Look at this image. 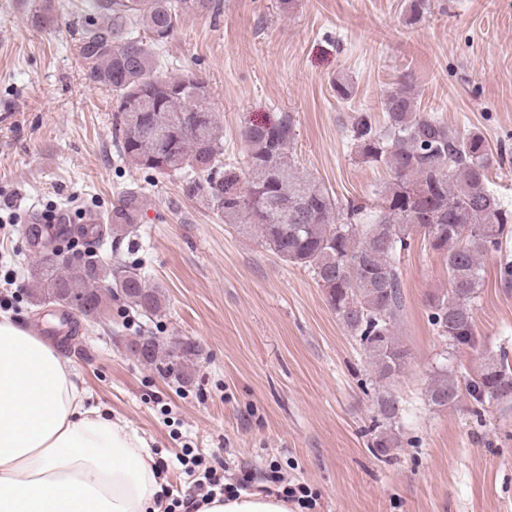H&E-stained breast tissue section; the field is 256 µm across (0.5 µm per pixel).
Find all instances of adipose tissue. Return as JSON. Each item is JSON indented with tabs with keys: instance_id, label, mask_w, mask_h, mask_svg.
Listing matches in <instances>:
<instances>
[{
	"instance_id": "1",
	"label": "adipose tissue",
	"mask_w": 512,
	"mask_h": 512,
	"mask_svg": "<svg viewBox=\"0 0 512 512\" xmlns=\"http://www.w3.org/2000/svg\"><path fill=\"white\" fill-rule=\"evenodd\" d=\"M148 445L39 336L0 315V512H155ZM196 512H292L263 490Z\"/></svg>"
}]
</instances>
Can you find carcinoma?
<instances>
[{"label":"carcinoma","mask_w":512,"mask_h":512,"mask_svg":"<svg viewBox=\"0 0 512 512\" xmlns=\"http://www.w3.org/2000/svg\"><path fill=\"white\" fill-rule=\"evenodd\" d=\"M94 13L77 29L76 51L86 82L112 92L119 154L157 175L179 174L187 198L226 224H245L282 261L309 270L343 327L359 344L379 379L399 376L407 352L396 334L403 307L401 254L423 231L429 249L443 256L445 288L429 295V318L453 350L478 345L473 299L482 286L483 257L503 252L512 236V209L490 188L489 144L479 131L461 136L417 105L406 74L382 102L384 124L364 113L351 140L364 162L381 164L390 179L376 188L372 206L344 203L319 180L299 170L292 152L294 118L280 114L270 129L244 126L243 166L224 163V128L209 108L208 82L194 72H161L157 49L171 40L190 13L219 9L217 0H93ZM51 0L34 8L37 26L53 19ZM131 189L112 206L103 236L126 233L139 213ZM31 301L89 306L90 319L120 298L146 316L158 313L164 295L147 284L141 262L109 260L95 249L50 256L40 250L29 268ZM141 360L177 358L186 366L191 342L180 354L155 336H141ZM468 395L481 410L512 401V366L485 356L479 373L459 383L442 367L425 388L427 403L446 408ZM372 444L380 455L394 447L389 428L399 407L390 392L377 399Z\"/></svg>","instance_id":"1"}]
</instances>
